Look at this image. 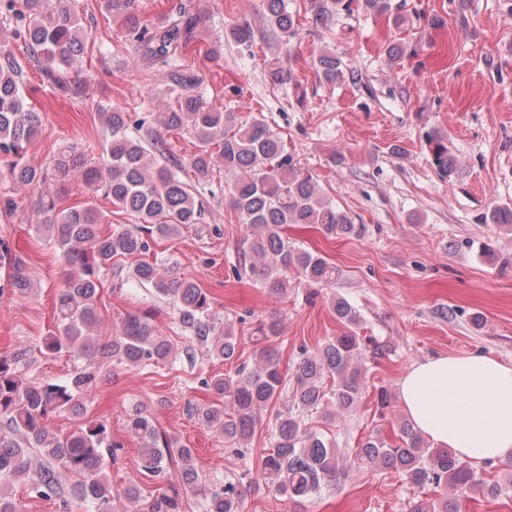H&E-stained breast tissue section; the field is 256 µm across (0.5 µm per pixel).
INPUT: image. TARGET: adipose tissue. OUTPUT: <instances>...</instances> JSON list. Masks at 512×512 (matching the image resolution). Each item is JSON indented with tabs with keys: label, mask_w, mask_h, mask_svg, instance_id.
Returning a JSON list of instances; mask_svg holds the SVG:
<instances>
[{
	"label": "adipose tissue",
	"mask_w": 512,
	"mask_h": 512,
	"mask_svg": "<svg viewBox=\"0 0 512 512\" xmlns=\"http://www.w3.org/2000/svg\"><path fill=\"white\" fill-rule=\"evenodd\" d=\"M408 420L473 464L512 458V364L487 355L439 356L398 381Z\"/></svg>",
	"instance_id": "obj_1"
}]
</instances>
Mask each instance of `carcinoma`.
Returning <instances> with one entry per match:
<instances>
[{"mask_svg":"<svg viewBox=\"0 0 512 512\" xmlns=\"http://www.w3.org/2000/svg\"><path fill=\"white\" fill-rule=\"evenodd\" d=\"M104 3L112 14L123 17L143 54L163 68L167 95L174 100L162 113L163 128L190 134L196 150L169 162L160 131L144 117L134 119L114 109L102 112L98 161L89 163L67 146L54 155L49 171L28 164L26 150L39 133L41 120L26 102L21 63L6 48L7 41L0 40V158L14 186L41 188L40 208L47 219L36 228L53 241L65 269L55 300V329L42 338L39 351L49 357L72 354L87 360L60 382L34 383L19 373L26 351L0 357V512H19L4 486L24 477L29 478L31 493L58 499L63 512L75 505L85 512H114L106 469L121 445L112 441L106 421L86 417L87 401L103 378L102 369L113 364L149 369L169 360L174 346L158 335L149 310L126 313L109 337L93 336L101 277L119 269L123 258L150 253L158 238L181 227L206 231L205 202L216 197V172L233 177L229 204L246 232L247 248L240 253L236 275L245 274L274 294L288 295L291 275L322 286L335 284L342 275L323 256L295 246L286 233L288 225L313 224L335 238H350L360 231L346 211L323 195L311 174L296 168L279 133L261 120L241 123L235 113L203 101L202 80L186 68L183 57L195 28L193 17L183 13L150 28L139 18L138 0ZM352 3L315 0L313 24H328L332 12L349 11ZM263 6L267 31L288 44L298 24L287 0H263ZM358 7L388 16L396 28L405 21L391 0H358ZM0 26L24 44L28 58L51 86L84 96L87 85L77 86L68 77L88 39L74 0H0ZM230 35L247 51L256 42L247 21L233 26ZM316 69L328 82L344 77L341 61L330 53L318 57ZM269 72L279 85L294 81L292 70L277 57L269 60ZM425 145L438 175L454 178L458 167L444 137L429 132ZM76 173L89 191L110 200L134 223L108 225L105 214L89 204L58 208L61 185ZM183 173L190 180L182 179ZM0 269V297L32 288L28 256L3 239ZM130 278L173 299L187 358H194L198 349L226 361L236 357L238 337L218 326L209 293L182 275L177 262L141 261L133 266ZM333 310L344 331L315 350L300 348L291 372L282 373L277 352L264 348L252 367L242 362L232 375L200 379V388L216 402L192 409L198 421L224 439L233 456L243 458L257 415L287 397L286 409L276 414L270 448L261 455V470L274 480L275 494L295 504L351 471L375 469L394 471L416 488L409 512H461L460 498L469 491L499 497V484L482 479L451 449L431 447L406 419L393 437L372 432L346 457L338 454L335 441L323 430L307 423L306 417L314 414L333 425L342 414L355 410L365 394L367 363L391 352L388 343L360 335V314L348 300L337 298ZM57 412L72 414L80 424L67 434L51 433L46 421ZM127 427L142 442L139 473L165 484L146 494L137 481H129L124 497L135 504L131 512H185L188 489L204 497L203 512H243V483L228 477L202 482L195 449L159 431L147 406H132ZM62 473L75 478L67 493L60 487Z\"/></svg>","mask_w":512,"mask_h":512,"instance_id":"1","label":"carcinoma"}]
</instances>
